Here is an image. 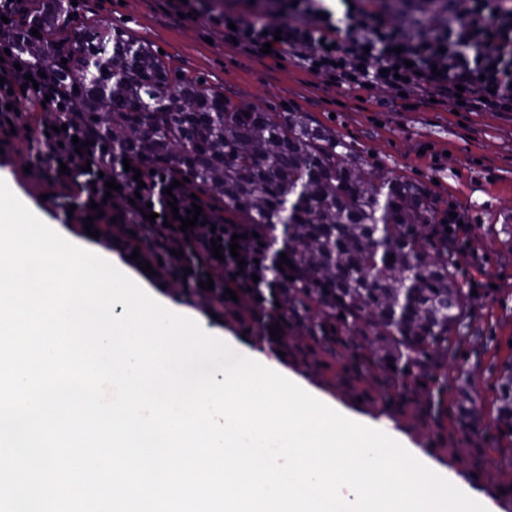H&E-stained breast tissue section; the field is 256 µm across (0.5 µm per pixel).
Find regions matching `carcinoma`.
Here are the masks:
<instances>
[{"label": "carcinoma", "instance_id": "obj_1", "mask_svg": "<svg viewBox=\"0 0 512 512\" xmlns=\"http://www.w3.org/2000/svg\"><path fill=\"white\" fill-rule=\"evenodd\" d=\"M383 2L412 23L460 16L453 0ZM77 21L72 0H21L15 24L0 31L13 59L50 76L68 103L45 118L67 115L117 158L189 178L202 201L245 226L247 246L279 245L290 264L240 293L257 331L278 324L281 338L302 339L300 349L341 358L355 379L376 381L385 410L414 405L444 421L448 360L470 338L472 289L460 279L446 231L454 220L439 196L307 112H268L178 77L127 30L84 25L67 51ZM459 394L460 416L480 425L482 401ZM493 406L491 423L512 444V357L499 369Z\"/></svg>", "mask_w": 512, "mask_h": 512}]
</instances>
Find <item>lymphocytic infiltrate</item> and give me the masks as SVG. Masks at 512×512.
<instances>
[{
    "label": "lymphocytic infiltrate",
    "instance_id": "f902f5d3",
    "mask_svg": "<svg viewBox=\"0 0 512 512\" xmlns=\"http://www.w3.org/2000/svg\"><path fill=\"white\" fill-rule=\"evenodd\" d=\"M225 23L233 24V38L248 51L259 52L270 44L272 53L295 56L307 70H319L349 89L386 86L395 92L407 87L428 94L447 96L450 107L481 112H512V0H472L461 19L439 30L422 23L410 30L395 26L376 0H340L332 7L328 0H296L287 21H278L265 11L253 12L250 20L228 12ZM0 128L11 129L26 110L31 139L36 146V164L59 169L68 165L65 176L76 189L72 199L77 209L101 203L103 223L135 218L143 221L144 209L159 216L154 227L168 240L186 243L196 257L191 278L199 282L208 273L221 270L214 281L213 295L223 296L226 288L252 286L254 276H266L263 264L239 266L232 255L217 259L211 251L212 227L222 230L221 244L229 246L238 225L225 224L224 217L204 207L202 225L183 231L162 223L172 211H186L193 199L186 186H172L161 174L142 171L140 176L114 167L112 154L101 143L91 145L89 170L78 166L72 142L74 128L56 132L51 122L39 120L44 99L59 102L55 86L42 82L27 84L24 74L10 62H0ZM115 179L118 191L107 192L105 182ZM176 206H168L169 197Z\"/></svg>",
    "mask_w": 512,
    "mask_h": 512
}]
</instances>
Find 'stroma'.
Segmentation results:
<instances>
[{
    "label": "stroma",
    "instance_id": "obj_1",
    "mask_svg": "<svg viewBox=\"0 0 512 512\" xmlns=\"http://www.w3.org/2000/svg\"><path fill=\"white\" fill-rule=\"evenodd\" d=\"M76 2L79 15L163 49L182 73L272 112L288 106L311 113L395 172L434 184L440 199L463 217L464 229L457 234L460 269L477 295L475 336L449 361L448 386L461 384L464 370L470 393L494 400L498 371L512 356V114H456L415 87L402 97L387 87L350 92L292 58L278 62L249 53L225 38L218 19L228 10L250 15L253 0H192L193 12L185 18L178 0ZM30 154L24 122H17L15 133L0 135V180L43 222L74 245L99 253L171 311L196 320L206 332H218L238 353L272 348V341H260L240 320L242 302L210 307L205 291L185 287L178 263L156 264L149 234L137 224L113 225L96 239L87 235L86 214L69 211L71 193L64 182L53 171L33 166ZM144 262L153 264V273L141 270ZM276 362L283 376L298 379L305 391L343 415L386 420L387 434L405 448L423 451L450 474L482 472L483 481L474 488L478 500L512 512V449L494 428L477 432L452 415L437 426L411 410L379 412L372 382L353 380L340 365L307 367L293 345Z\"/></svg>",
    "mask_w": 512,
    "mask_h": 512
}]
</instances>
